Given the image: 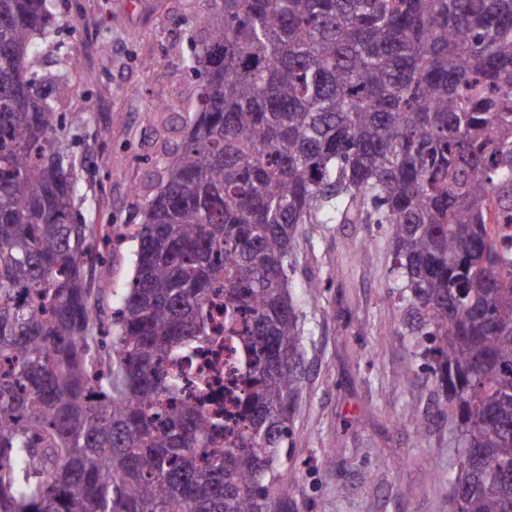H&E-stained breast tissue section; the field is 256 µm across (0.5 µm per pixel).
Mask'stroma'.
Wrapping results in <instances>:
<instances>
[{"mask_svg": "<svg viewBox=\"0 0 512 512\" xmlns=\"http://www.w3.org/2000/svg\"><path fill=\"white\" fill-rule=\"evenodd\" d=\"M62 40L80 60L73 89H55L60 109L86 108L78 129L76 210L88 224L112 225L109 245L88 264L109 277L100 303L110 322L134 275L139 223L132 186L149 188L152 161L181 141L197 108L195 78L184 68L185 30L200 0H71ZM176 99L177 118L153 112ZM385 224H306L289 271L302 323L301 394L276 461L287 494L278 512H451L448 473L459 432L440 413L441 395L425 337L405 328L407 303L389 273ZM316 286L309 294L308 286ZM417 415L419 427L405 423ZM332 462H325V454Z\"/></svg>", "mask_w": 512, "mask_h": 512, "instance_id": "stroma-1", "label": "stroma"}]
</instances>
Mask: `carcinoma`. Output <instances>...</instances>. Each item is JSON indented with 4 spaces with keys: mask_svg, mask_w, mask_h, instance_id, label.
<instances>
[{
    "mask_svg": "<svg viewBox=\"0 0 512 512\" xmlns=\"http://www.w3.org/2000/svg\"><path fill=\"white\" fill-rule=\"evenodd\" d=\"M183 140L155 161L135 271L101 354L75 215L86 112L67 0H0V512H272L302 380L288 267L302 224H387L397 286L459 427L454 512H512V0H204ZM49 47L58 67L38 69ZM253 352L245 430L167 370L206 301Z\"/></svg>",
    "mask_w": 512,
    "mask_h": 512,
    "instance_id": "cac0c4a2",
    "label": "carcinoma"
}]
</instances>
